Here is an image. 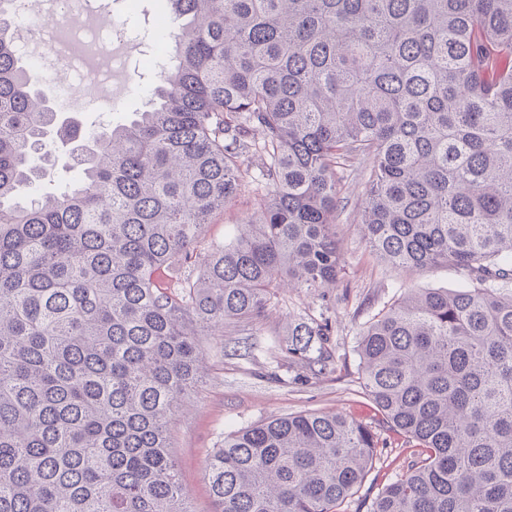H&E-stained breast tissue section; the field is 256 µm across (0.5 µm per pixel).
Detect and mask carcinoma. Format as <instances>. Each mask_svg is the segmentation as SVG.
I'll list each match as a JSON object with an SVG mask.
<instances>
[{"mask_svg": "<svg viewBox=\"0 0 512 512\" xmlns=\"http://www.w3.org/2000/svg\"><path fill=\"white\" fill-rule=\"evenodd\" d=\"M0 0V512H191L169 426L196 327L261 323L342 273L336 169L404 271L452 264L360 333L379 421L418 449L370 512H512V0H164L147 109L88 134L50 103ZM257 163L230 241L198 233ZM62 164L76 179L57 182ZM331 321L280 346L313 375ZM343 412L271 416L206 465L216 512H340L378 455Z\"/></svg>", "mask_w": 512, "mask_h": 512, "instance_id": "obj_1", "label": "carcinoma"}]
</instances>
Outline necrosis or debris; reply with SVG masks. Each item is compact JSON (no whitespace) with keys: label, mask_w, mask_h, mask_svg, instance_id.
<instances>
[{"label":"necrosis or debris","mask_w":512,"mask_h":512,"mask_svg":"<svg viewBox=\"0 0 512 512\" xmlns=\"http://www.w3.org/2000/svg\"><path fill=\"white\" fill-rule=\"evenodd\" d=\"M43 5L42 12L34 14L28 0H17L16 44L23 55L34 58L35 77L57 87L63 107L81 111L111 106L115 72L142 79L137 61L149 48L115 22L111 0H43ZM60 13L94 15L101 23L71 28L57 21Z\"/></svg>","instance_id":"necrosis-or-debris-1"}]
</instances>
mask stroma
<instances>
[{
  "mask_svg": "<svg viewBox=\"0 0 512 512\" xmlns=\"http://www.w3.org/2000/svg\"><path fill=\"white\" fill-rule=\"evenodd\" d=\"M146 81L118 88L112 108L88 109L78 117L84 130L94 123L124 122L144 102ZM243 190L232 207L215 214L203 225L199 250L234 235L239 219L251 213L259 196L253 166L242 168ZM370 163L355 161L338 169L340 202L336 209L337 231L342 239L344 273L338 288L327 297L285 290L263 325L228 324L223 334L209 329L199 332L198 342L206 358L202 383L189 393L184 411L171 423L172 454L190 500L192 512H216L208 480L206 461L224 443L226 435L272 415L339 410L368 425L376 424L378 412L361 387L359 336L366 322L384 305L410 288L456 289L464 275L454 266L441 264L423 271H396L376 258L359 227L366 197ZM324 313L332 323L330 338L333 361L319 376L288 363L279 346L286 324L296 315ZM386 444L384 454L369 473L359 496L350 500L345 512H357L362 498H375L395 476L405 473L411 446L405 437L379 427Z\"/></svg>",
  "mask_w": 512,
  "mask_h": 512,
  "instance_id": "1",
  "label": "stroma"
}]
</instances>
